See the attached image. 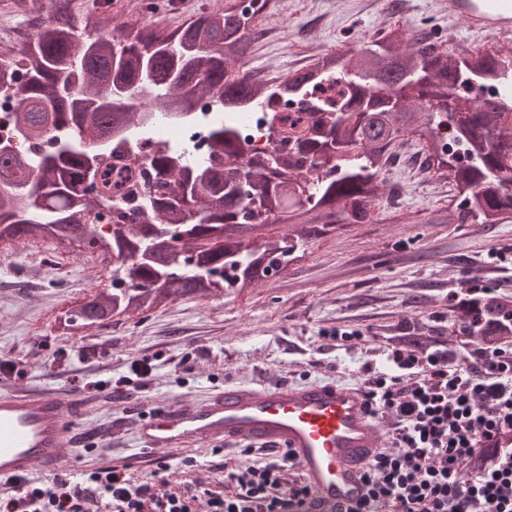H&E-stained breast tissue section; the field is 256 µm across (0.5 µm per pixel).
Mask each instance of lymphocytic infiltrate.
Instances as JSON below:
<instances>
[{"label": "lymphocytic infiltrate", "mask_w": 512, "mask_h": 512, "mask_svg": "<svg viewBox=\"0 0 512 512\" xmlns=\"http://www.w3.org/2000/svg\"><path fill=\"white\" fill-rule=\"evenodd\" d=\"M449 359L438 345L389 337L384 363L364 382L375 417L391 422L389 444L369 463L368 497L349 512H512V337ZM225 466L217 483L155 492L171 465L157 460L148 478L126 466L97 469L79 483L62 475L15 479L0 512H298L307 486L282 452Z\"/></svg>", "instance_id": "1"}]
</instances>
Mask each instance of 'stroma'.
<instances>
[{"label":"stroma","mask_w":512,"mask_h":512,"mask_svg":"<svg viewBox=\"0 0 512 512\" xmlns=\"http://www.w3.org/2000/svg\"><path fill=\"white\" fill-rule=\"evenodd\" d=\"M155 2L156 9L147 10L143 0H113L112 12L118 21L152 20L171 32L216 0H178L174 11L166 10L167 0ZM397 21L431 29L448 49L475 48L488 39L450 19L442 0H404L398 20L383 12L380 0H302L294 24H284L278 8L263 18L264 38L247 67L260 77H284ZM301 36L312 41L304 56L290 50ZM385 178L393 195L380 198L375 222L311 240L302 257L252 291L178 300L74 336L58 333L57 321L67 303L93 287L79 259L0 255V364L17 366L15 373L0 372V385L44 388L84 404L79 428L87 441L66 450L64 472L71 480L115 464L128 465L139 479L164 458L174 490L188 479L180 460L205 462L211 451L140 450L138 423L162 403L199 402L228 382L359 385L367 368L383 361V336L419 327L458 352L448 300L469 281L512 291V218L492 226L445 224L442 216L456 208L451 182L409 161ZM336 326L362 331L368 348L327 345L319 331ZM136 358L155 361L151 376L109 398L93 396L89 383L129 375Z\"/></svg>","instance_id":"35a3bbf8"}]
</instances>
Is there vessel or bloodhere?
Here are the masks:
<instances>
[{
  "label": "vessel or blood",
  "mask_w": 512,
  "mask_h": 512,
  "mask_svg": "<svg viewBox=\"0 0 512 512\" xmlns=\"http://www.w3.org/2000/svg\"><path fill=\"white\" fill-rule=\"evenodd\" d=\"M449 17L472 32L512 34V0H448ZM81 403L56 394L0 388V480L56 469L79 436ZM146 451L193 443L261 445L287 452L310 490L302 512H342L364 501V471L377 455V422L359 387L331 381L223 391L184 406L170 403L142 418Z\"/></svg>",
  "instance_id": "b4317fda"
}]
</instances>
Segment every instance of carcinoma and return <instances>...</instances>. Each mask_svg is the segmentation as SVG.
<instances>
[{
  "instance_id": "carcinoma-1",
  "label": "carcinoma",
  "mask_w": 512,
  "mask_h": 512,
  "mask_svg": "<svg viewBox=\"0 0 512 512\" xmlns=\"http://www.w3.org/2000/svg\"><path fill=\"white\" fill-rule=\"evenodd\" d=\"M6 2L14 16L38 22V34L15 56L0 57V92L20 104L19 148L0 145V239L39 234L131 259L112 267L109 286L65 311V329L256 287L311 238L372 221L384 175L412 138L420 145L414 162L436 179H448V157L465 158L453 182L469 200L448 222L492 225L512 214V95L502 93L512 86V55L450 52L429 31L389 28L285 78L255 80L241 68L261 38L251 20L270 0L252 11L204 8L168 34L152 23H124L117 36L108 28L109 0ZM171 42L174 52L166 49ZM145 71L154 83L147 97L134 94ZM283 99L299 104L273 130L286 150L244 158L238 129L223 119L211 129L209 164L157 143L153 181L118 180L128 207L115 214L113 233L97 231L104 213L95 183L112 172L104 150L124 147L131 131L146 132L153 114L189 121L202 103L223 114L273 113ZM457 108L463 120L452 125L448 113ZM87 125L97 138L91 149L81 137ZM59 131L62 141L40 148ZM33 166L40 182L30 189ZM288 223L293 230L283 236L268 230ZM182 251L193 253L194 268L170 280ZM452 309L460 328L484 344L497 342L496 324L512 316L502 300L463 297Z\"/></svg>"
}]
</instances>
